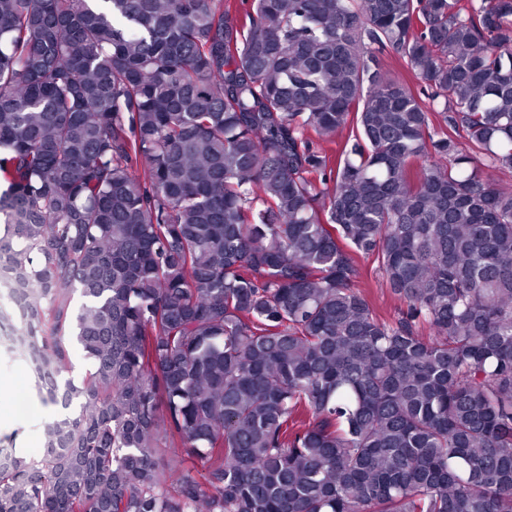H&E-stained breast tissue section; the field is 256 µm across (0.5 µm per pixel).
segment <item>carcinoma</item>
<instances>
[{
    "instance_id": "obj_1",
    "label": "carcinoma",
    "mask_w": 512,
    "mask_h": 512,
    "mask_svg": "<svg viewBox=\"0 0 512 512\" xmlns=\"http://www.w3.org/2000/svg\"><path fill=\"white\" fill-rule=\"evenodd\" d=\"M505 171L512 0H0V512H512ZM359 269L358 281L365 291L367 298L377 314L392 318L400 308V301L382 285L381 278L375 272L371 259L360 258L357 261ZM24 369L26 374L23 379V386L26 392L30 397L34 399L42 400L39 397L37 387L35 385V381L31 374L24 368L22 365V361L17 358L13 353L8 351L4 346L1 347V338H0V376L2 377H10V378H2L0 377V396L3 398L6 394H11L15 392L20 387L19 377L22 376L20 372L16 374V376L11 377L16 373L19 369ZM45 416L33 410L22 411L21 419L16 428L9 432L2 431L13 426L14 420L9 415L0 411V448L11 450L28 456H36L42 450V427ZM26 446V447H25Z\"/></svg>"
}]
</instances>
